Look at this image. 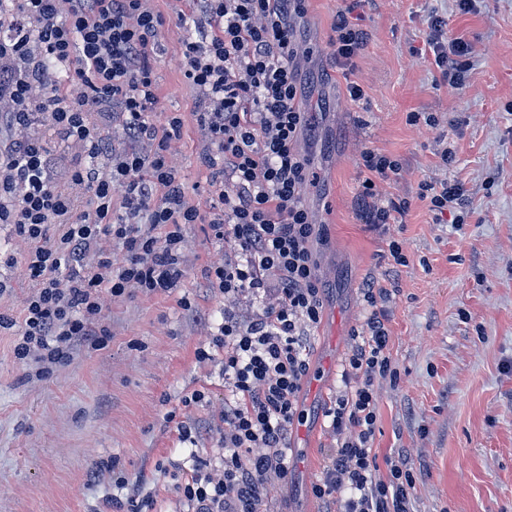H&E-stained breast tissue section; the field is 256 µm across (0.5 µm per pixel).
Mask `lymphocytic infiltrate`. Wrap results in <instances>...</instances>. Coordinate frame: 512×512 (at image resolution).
Masks as SVG:
<instances>
[{"instance_id": "f902f5d3", "label": "lymphocytic infiltrate", "mask_w": 512, "mask_h": 512, "mask_svg": "<svg viewBox=\"0 0 512 512\" xmlns=\"http://www.w3.org/2000/svg\"><path fill=\"white\" fill-rule=\"evenodd\" d=\"M0 9V113L19 129L28 124L38 87L63 69L66 83L45 106L49 121L66 137L97 155L105 137L92 112L118 106L133 142L154 141L152 154L130 148L113 153L107 172L77 167L73 184L89 188L91 211L76 213L71 197L52 185L48 150L34 139L18 141L0 155V224L12 225L25 240L23 263L36 286L22 322L0 315V330H15L16 361L45 377L73 359L80 348L99 350L110 336L102 319L105 296L129 289L146 293L174 288L183 276L179 256L188 224H210L233 252L207 276L225 298L248 292L259 311L240 319L225 308L212 343L224 358V429L216 455L195 459L191 472L168 476L189 512H261L273 486L288 476L289 434L302 416L300 394L310 370V335L324 310V290L313 242L321 227L302 192L313 177L301 140L314 131L303 103L299 61L301 26L308 0H205L216 33L187 37L182 44L184 81L204 94L197 112L206 130L216 171L217 196L209 214L185 201L184 186L167 161L181 117L156 127L151 49L164 19L147 0H9ZM424 55L449 86L464 85L471 46L448 32L437 13L426 19ZM367 43L365 32L339 13L328 54L346 78L347 98L366 100L351 74ZM360 197L370 202V223L394 221L404 203L381 201V182L397 177L400 160L364 150ZM419 201L430 210L464 208L459 181L422 183ZM61 234L50 236L51 225ZM121 244L122 264L99 252L92 269L83 255L102 239ZM386 289L368 287L369 308L342 364L341 385L322 415L332 444L323 475L312 487L325 512H411L416 478L401 457L380 458L373 446L378 421L377 387L396 381L390 336L380 300Z\"/></svg>"}]
</instances>
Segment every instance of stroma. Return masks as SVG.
<instances>
[{
	"mask_svg": "<svg viewBox=\"0 0 512 512\" xmlns=\"http://www.w3.org/2000/svg\"><path fill=\"white\" fill-rule=\"evenodd\" d=\"M165 24L154 46L156 123L183 118L169 161L185 185L189 205L208 213L216 196L210 151L195 119L202 93L181 73V45L204 29L203 0H149ZM345 0H309L303 44L313 50L301 66L304 107L318 130L302 151L318 174L303 199L326 244L315 245L325 285L322 320L310 340L312 367H326L317 394L302 391L301 405L314 428L305 470L264 501L266 512H322L312 494L332 439L321 412L340 380L351 336L364 323L363 290L377 282L390 291L383 308L390 352L399 378L378 387L374 446L401 454L416 474L414 512H512V0H477L459 13L455 0H362L354 14L367 34L352 78L366 93L357 105L327 56L331 25ZM438 11L450 32L465 35L473 52L465 85L453 88L420 53L426 19ZM421 112L412 125L408 113ZM92 121L109 149L89 159L47 115L31 113L24 132L0 127V143L39 139L50 151V180L71 193L77 211L91 207L86 188L73 186V166L107 171L112 152L128 147L150 153L151 140L128 142L122 116L112 106ZM453 143L456 161L440 152ZM401 160L400 176L379 186L383 198L408 202L394 223H368L359 197L356 165L364 149ZM459 180L468 195L464 224L436 216L417 198L423 182ZM175 288L147 294L134 288L104 301L107 346L85 348L45 378L28 376L12 352L10 332L0 333V512H112L113 499L139 491L156 512H187L163 470H190L189 450L216 454L224 379L221 351L212 338L224 319L223 294L210 288L209 268L223 264L228 246L206 224H189ZM398 242L404 263L393 261ZM27 243L0 224V314L20 317L33 291L22 258ZM14 256L12 265L2 264ZM213 352L202 361L199 349ZM204 392L198 405L182 397ZM176 421H169V412ZM196 429L194 444L179 425ZM120 458L126 488H118L106 462Z\"/></svg>",
	"mask_w": 512,
	"mask_h": 512,
	"instance_id": "1",
	"label": "stroma"
}]
</instances>
